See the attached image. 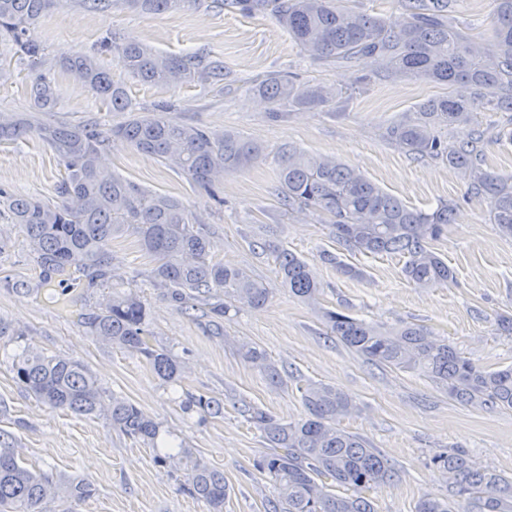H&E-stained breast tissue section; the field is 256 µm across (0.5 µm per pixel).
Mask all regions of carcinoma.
<instances>
[{
    "mask_svg": "<svg viewBox=\"0 0 512 512\" xmlns=\"http://www.w3.org/2000/svg\"><path fill=\"white\" fill-rule=\"evenodd\" d=\"M59 0H0V40L13 42L20 58L36 64L44 55L32 35L38 19ZM143 14H160L190 7L201 0H125ZM492 40L475 41L467 29L448 19V0H399L393 20L354 9L349 0H232L241 12H270L312 59L355 72L368 63L375 74L391 79L415 78L445 86L446 92L424 100L413 112L387 129V138L406 153L448 162L469 172L467 194L490 204L491 223L512 236V177H502L481 165L486 131L472 129L470 139L448 143L445 131L470 125L474 114L512 112V0H494ZM118 64L143 82L173 87L224 75L223 66H200L197 56L158 53L146 46L122 42L116 35L100 43ZM58 64L87 86L114 112L133 107L124 84L97 57L78 51L60 55ZM251 91L271 107L287 103L298 109L326 107L336 89L295 83L271 74ZM32 111L21 118L0 116V142L19 141L35 134L64 165L67 175L56 198L45 201L8 196L0 203L15 224L24 226L37 253L39 274L34 282H5L18 293L63 284L78 270L91 284L102 286L115 276L109 248L112 239L127 233L139 238L153 257L154 286L182 307L200 302L216 329L236 302L262 307L269 288L244 268L212 261L214 242L202 226L194 225L183 203L117 177L100 164L113 137L156 157L183 173L191 184L210 191L225 175L251 164L260 148L236 132L215 133L169 116L170 105L134 114L115 128L96 124L44 123L56 90L42 73L32 84ZM277 192L289 209L320 212L330 218L337 241L350 252L396 254L406 258L405 278L420 288L448 284L453 272L431 243L452 223L455 205L444 201L431 210L412 208L387 193L361 172L332 156H317L284 146L277 152ZM278 274L288 292L314 302L319 283L310 265L284 248H274ZM327 335L377 364L416 371L448 392L462 406L475 404L512 409V367L487 370L462 356L453 346L417 325L385 328L344 312L323 314ZM89 335L104 344L143 356L164 381L179 379L183 366L150 338L148 311L132 292L115 294L100 309L83 314ZM245 360L263 370L276 385L283 378L255 347L240 345ZM18 385L43 403L79 416L105 415L112 426L153 448L155 461L184 471L183 490L204 500L210 512H224L229 486L224 472L193 455L191 449L160 439L161 426L134 403L104 392L87 367L76 360L47 355L28 346L13 361ZM303 418L283 421L252 407L248 421L259 429L271 452L257 468L271 482L274 498L269 512H375L362 491L384 485L394 477L388 460L361 437L339 427L352 409L351 400L332 385L310 383L302 388ZM186 413H221L212 398L189 395ZM472 512H512V479L474 465L457 453L437 458ZM332 484H327L326 480ZM353 489L339 495L332 485ZM96 489L83 480L54 478L25 466L15 448L0 437V512H45L50 500L84 502ZM417 512H454L444 499L426 496Z\"/></svg>",
    "mask_w": 512,
    "mask_h": 512,
    "instance_id": "1",
    "label": "carcinoma"
}]
</instances>
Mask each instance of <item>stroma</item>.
Segmentation results:
<instances>
[{"instance_id": "stroma-1", "label": "stroma", "mask_w": 512, "mask_h": 512, "mask_svg": "<svg viewBox=\"0 0 512 512\" xmlns=\"http://www.w3.org/2000/svg\"><path fill=\"white\" fill-rule=\"evenodd\" d=\"M493 0H451L453 22L469 27L474 39L490 40ZM116 34L161 52L201 54L224 68L220 81L158 87L123 75L112 56L101 53V39ZM45 46L39 64L20 61L15 46L0 42V113L21 117L31 110L30 84L36 73L55 76L58 100L47 122H97L108 129L127 118L107 108L72 75L60 71L61 52L98 56L114 75L123 76L132 104L143 111L171 103L180 120L214 132L243 134L262 149L250 166L226 175L217 196L195 190L184 174L156 158L113 140L104 157L116 174L141 187L175 196L193 221L206 224L215 241L213 257L247 268L270 290L260 308H231L222 331L200 310L185 312L154 287L152 257L132 236L115 239L113 285L84 287L75 282V300L65 310L43 288L18 294L5 281L31 280L36 254L24 228L0 218V319L26 331V343L48 354L83 362L103 391L122 396L185 442L194 455L223 471L230 487L224 512H267L274 489L256 467L268 444L244 409H264L285 421L304 417L300 389L322 383L342 389L354 409L339 421L391 463L395 476L367 491L376 512H415L424 496L467 504L438 457L462 451L475 465L512 477V410L455 403L447 392L414 371L374 364L328 336L324 310L345 312L384 326L406 322L428 328L475 364L490 370L512 365V335L498 320L512 317V237L489 220V202L467 194L469 178L460 169L404 153L385 136L442 86L420 80L393 81L355 74L308 57L268 13L245 14L217 4L158 15L128 9L113 0L107 11L86 9L80 0H61L33 30ZM270 74H290L306 85L338 90L335 105L306 111L283 108L272 117L250 90ZM490 137L483 145L485 169L512 175V112H477ZM292 145L315 155L333 156L359 170L405 204L428 210L439 202L455 205L454 222L435 242L436 252L454 271L453 282L419 288L402 273L397 255L345 251L324 215L291 211L276 191V150ZM64 174L52 151L37 136L0 144V189L16 196L51 199ZM288 249L313 269L320 293L316 302L298 299L282 287L271 246ZM356 268L340 273L338 263ZM136 292L145 303L152 344L185 365L179 382H164L140 355L104 345L90 336L81 313L103 304L112 290ZM234 337L257 347L281 372L273 386L265 374L225 344ZM17 342L0 340V432L8 435L27 466L54 475L85 479L95 495L72 512H209L205 502L180 489L181 475L156 464L152 448L136 441L102 416H77L52 408L18 386L12 371ZM212 397L221 414L184 413L183 393Z\"/></svg>"}]
</instances>
